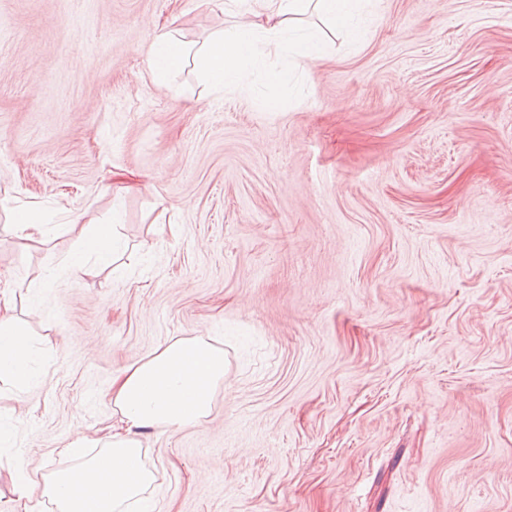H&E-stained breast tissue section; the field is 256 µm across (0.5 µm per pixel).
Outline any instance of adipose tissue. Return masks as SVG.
Instances as JSON below:
<instances>
[{
	"instance_id": "1",
	"label": "adipose tissue",
	"mask_w": 512,
	"mask_h": 512,
	"mask_svg": "<svg viewBox=\"0 0 512 512\" xmlns=\"http://www.w3.org/2000/svg\"><path fill=\"white\" fill-rule=\"evenodd\" d=\"M230 2L248 4L253 22L225 31L198 50L172 31L158 33L147 58L151 73L162 79L191 62L217 93L246 89L260 75L274 82L279 75L267 67L270 55L304 66L327 51L320 34L302 26L308 11H317L353 35L355 14L372 4V0ZM31 360L26 331L10 304L0 305V380L25 385ZM224 374L223 348L204 337L159 346L149 358L113 376L108 395L119 423L96 440V453L86 455L88 442L77 434L64 449L75 459L73 467L40 473L16 462L9 472L15 494L27 499V512H39L46 500L54 503L56 512H155L148 495L155 474L145 462L142 438L153 431H180L205 422Z\"/></svg>"
}]
</instances>
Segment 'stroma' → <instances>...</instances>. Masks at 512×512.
Returning <instances> with one entry per match:
<instances>
[{
  "label": "stroma",
  "instance_id": "stroma-1",
  "mask_svg": "<svg viewBox=\"0 0 512 512\" xmlns=\"http://www.w3.org/2000/svg\"><path fill=\"white\" fill-rule=\"evenodd\" d=\"M224 2L0 0V302L33 345L0 512L14 460L104 435L113 374L189 336L227 373L145 436L157 512H512V0H378L242 94L154 82L156 32L250 21ZM100 224L114 266L74 276ZM13 224L18 233V238L33 242L45 234L42 224H37L31 216L25 213H17L13 215Z\"/></svg>",
  "mask_w": 512,
  "mask_h": 512
}]
</instances>
